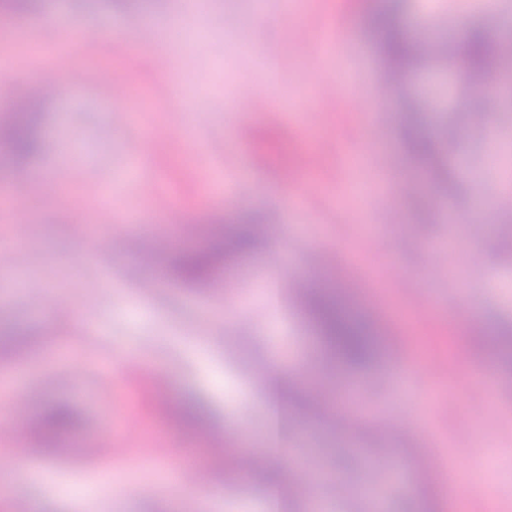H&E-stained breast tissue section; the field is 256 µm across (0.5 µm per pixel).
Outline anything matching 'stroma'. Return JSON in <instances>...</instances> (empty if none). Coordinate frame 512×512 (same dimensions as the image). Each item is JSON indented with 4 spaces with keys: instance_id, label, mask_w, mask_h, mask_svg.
<instances>
[{
    "instance_id": "obj_1",
    "label": "stroma",
    "mask_w": 512,
    "mask_h": 512,
    "mask_svg": "<svg viewBox=\"0 0 512 512\" xmlns=\"http://www.w3.org/2000/svg\"><path fill=\"white\" fill-rule=\"evenodd\" d=\"M380 2L291 0L284 14L256 11L255 0H204L203 46L160 51L141 43L112 0H39L38 57L24 40L0 41V56L17 67L0 69V99L17 75L30 87L41 68L63 78L40 114V152L24 169L0 166V193L27 201L0 211V324L30 332L23 358L0 361V378L14 377L34 396L17 411L0 399L11 426L0 435V472L17 473L0 512H266L263 488L229 481L211 450H265L260 370L272 350L281 353L280 373L302 382L314 374L321 342L293 289L258 264L217 296L172 280L148 291L129 276L140 252L165 263L174 250L203 244L199 226L240 214L268 217L287 274L352 287L378 340L421 366L394 386L382 377L387 357L358 371L357 395L389 421L385 434L367 422L338 433V397L328 419L313 424L280 412L275 472L292 492L285 512H421L429 487L437 492L432 512H461L462 482L472 487L463 512H512V472L496 464L512 451V365L494 338L512 322V260L498 248L512 210L476 217L480 199L512 194V105L486 115V139L471 134L451 70L426 68L406 90H386L395 103L406 91L419 99L423 133L453 128L458 146L447 166L456 189L444 191L409 157L401 113L376 104L381 62L368 13ZM409 3L400 23L412 28L423 15L439 35L455 17L491 34L512 22V0ZM88 29L98 41H82ZM297 40L309 55L294 49ZM90 68L122 71L127 99L85 82ZM257 94L269 110L240 125ZM333 95L343 105L324 108ZM317 142L322 162L298 182L301 202L292 205L284 166ZM380 151L393 158L383 172L373 164ZM61 159L71 167L63 184L52 172ZM388 195L390 222L382 218ZM165 202L180 208L182 222L162 230ZM102 209L130 226L129 249L103 243ZM189 398L208 409L204 434L173 417ZM55 403L72 410L80 442L126 420L138 430L96 458H54L23 442L22 431ZM176 439L201 454L205 508L173 490L182 461L151 455ZM20 443L28 461L21 470L12 461ZM320 472L340 484L339 495L323 496L313 481ZM137 486L144 492L134 500Z\"/></svg>"
}]
</instances>
